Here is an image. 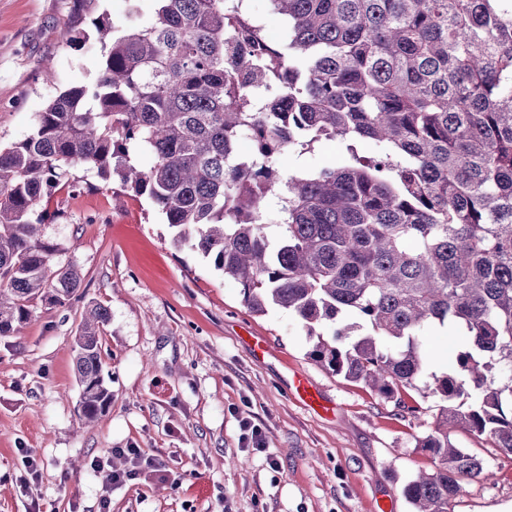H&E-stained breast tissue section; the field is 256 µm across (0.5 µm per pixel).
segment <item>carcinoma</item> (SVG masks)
<instances>
[{
	"label": "carcinoma",
	"instance_id": "obj_1",
	"mask_svg": "<svg viewBox=\"0 0 512 512\" xmlns=\"http://www.w3.org/2000/svg\"><path fill=\"white\" fill-rule=\"evenodd\" d=\"M152 2L147 23L99 15L96 82L59 93L0 148V336L34 301L64 307L80 288L77 270L53 267L37 204L89 166L147 197L251 312L293 313L318 338L316 363L416 419L398 393L424 371V333L456 328L455 365L429 387L445 402L421 444L435 469L404 487L412 512H448L486 478L448 428L512 458V0H271L276 41L251 0ZM67 33L90 41L77 20ZM325 140L344 166L282 173V155ZM108 322L90 305L74 337L85 424L112 405Z\"/></svg>",
	"mask_w": 512,
	"mask_h": 512
}]
</instances>
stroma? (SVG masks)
Wrapping results in <instances>:
<instances>
[{
	"label": "stroma",
	"mask_w": 512,
	"mask_h": 512,
	"mask_svg": "<svg viewBox=\"0 0 512 512\" xmlns=\"http://www.w3.org/2000/svg\"><path fill=\"white\" fill-rule=\"evenodd\" d=\"M75 12V0H0L1 146L29 135L56 94L96 81L99 52L67 44ZM39 208L54 265L75 267L82 283L68 306L35 302L21 334L0 337V512H411L404 485L435 468L420 446L441 406L427 387L453 368L459 337L428 332L424 373L401 393L423 407L416 419L313 361L315 339L288 310L250 312L233 280L174 243L146 197L78 165ZM91 304L109 314L112 406L88 427L73 339ZM300 375L320 405L293 396ZM245 420L263 429L264 449L245 447ZM449 437L481 455L487 476L448 512H512V460L462 429ZM116 448L145 458L120 486Z\"/></svg>",
	"instance_id": "1"
}]
</instances>
